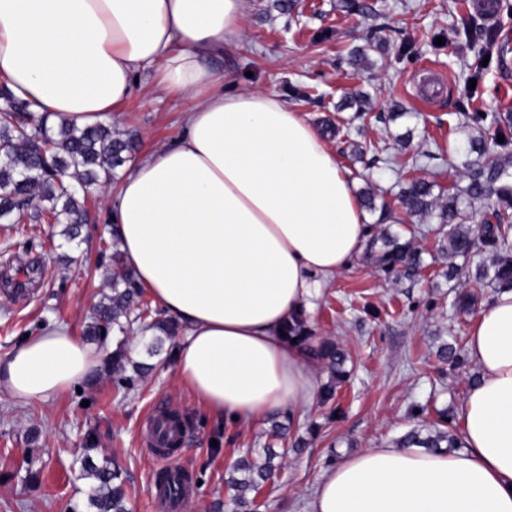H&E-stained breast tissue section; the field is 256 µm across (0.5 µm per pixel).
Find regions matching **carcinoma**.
Listing matches in <instances>:
<instances>
[{
	"label": "carcinoma",
	"mask_w": 512,
	"mask_h": 512,
	"mask_svg": "<svg viewBox=\"0 0 512 512\" xmlns=\"http://www.w3.org/2000/svg\"><path fill=\"white\" fill-rule=\"evenodd\" d=\"M46 116L36 117L28 106L8 88L0 89V221L17 220L33 208L45 214L54 223L64 225L62 235L71 243L79 236L85 223L84 205L77 189L97 182H110L116 169L127 160L131 149L128 137L114 132L112 125L99 123L78 129L61 120L48 124ZM496 134L504 141L488 145L482 137L471 139L470 152L476 154L464 162L467 185L446 196L441 203L433 196V184L422 178H411L401 193L402 202L411 214L436 213L439 223L448 226L443 237L448 241V258L468 262L475 255H487L489 261L475 265L473 284L482 288L491 285L501 290L512 289V154L503 151L512 135V113L500 112L492 116ZM475 201L492 202L486 218L477 229L469 226V208ZM381 242L377 265L388 274L411 275L420 269V257L412 242L399 241L396 236L378 235L372 242ZM116 271L107 284L111 294L104 296L93 307L88 334L103 341L118 329L132 330L138 314L130 319V309L142 291L134 275L128 271L116 253L110 254ZM285 339H294L312 355L327 362L330 381L324 386L321 401L335 400L337 389L346 382L347 355L337 345L324 342L314 345L304 325L303 315H297L283 328ZM448 418L440 415L432 423L434 431L422 435L413 428L405 433L398 447L441 448L457 447V438L447 429ZM275 454L264 449V457L255 460L243 458L238 462L241 477L228 478L236 491L234 500L242 508L252 501L249 492H259L274 475L278 466ZM88 475L97 481L90 506L96 512H126L125 491L120 469L116 466L97 467L85 462Z\"/></svg>",
	"instance_id": "cac0c4a2"
}]
</instances>
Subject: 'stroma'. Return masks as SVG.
Here are the masks:
<instances>
[{
  "instance_id": "obj_1",
  "label": "stroma",
  "mask_w": 512,
  "mask_h": 512,
  "mask_svg": "<svg viewBox=\"0 0 512 512\" xmlns=\"http://www.w3.org/2000/svg\"><path fill=\"white\" fill-rule=\"evenodd\" d=\"M512 36V0H502L498 20L475 13L468 0H247L241 47L208 65L228 90L262 89L307 115L350 173L356 191H370L389 217L376 232L413 239L422 266L413 276H389L370 248L338 273L306 308L314 336L337 343L349 355V381L334 407L314 404L303 417L278 415L288 425L275 438L264 422L227 430L211 418L179 381L170 339L111 333L112 346L130 350L149 371L126 388L119 374L100 371L48 401L18 407L0 394V512H90L94 481L85 458L119 463L129 512H154L155 459L145 446L147 426L159 408L175 409L189 427L175 461L197 486L183 512H235L226 480L234 462L251 450L286 449L274 483L254 502L258 512H309L319 475L364 449L395 441L408 430L455 413L474 378L471 363L451 368L437 356L444 344L465 352L472 315L452 301L466 287L446 277L435 215H412L400 191L407 179L433 183L446 195L466 183L463 161L484 125L460 126L463 112H511L512 68L503 69L498 48ZM360 51V67L350 63ZM141 75L114 130L134 135L128 164L174 141L183 131L187 101L152 92ZM439 86L434 100L426 91ZM365 93L357 112L350 101ZM387 138L388 152L358 153L360 145ZM440 147L438 158L425 151ZM87 222L65 244L47 218L26 213L0 231V358L24 335L60 324L83 335L93 305L106 292L100 257L109 239L110 208L96 191L85 200ZM425 412L412 417L414 405Z\"/></svg>"
}]
</instances>
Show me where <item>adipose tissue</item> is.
Returning <instances> with one entry per match:
<instances>
[{"instance_id":"ef3b65f1","label":"adipose tissue","mask_w":512,"mask_h":512,"mask_svg":"<svg viewBox=\"0 0 512 512\" xmlns=\"http://www.w3.org/2000/svg\"><path fill=\"white\" fill-rule=\"evenodd\" d=\"M247 0H0V80L34 115L110 119L135 79L188 100L185 132L117 191L113 232L136 280L184 333L176 373L216 420L258 426L311 405L313 356L282 330L362 251L370 219L307 116L232 92L207 59L239 45ZM463 452L383 445L321 476L312 512H512V292L472 322ZM103 350L49 325L0 358V392L44 402Z\"/></svg>"}]
</instances>
